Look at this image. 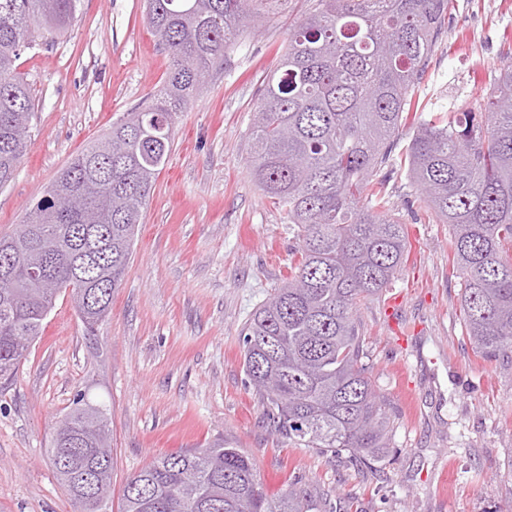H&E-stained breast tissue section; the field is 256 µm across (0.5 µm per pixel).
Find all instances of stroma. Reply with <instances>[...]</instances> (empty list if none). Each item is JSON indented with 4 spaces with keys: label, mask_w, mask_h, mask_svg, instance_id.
Listing matches in <instances>:
<instances>
[{
    "label": "stroma",
    "mask_w": 512,
    "mask_h": 512,
    "mask_svg": "<svg viewBox=\"0 0 512 512\" xmlns=\"http://www.w3.org/2000/svg\"><path fill=\"white\" fill-rule=\"evenodd\" d=\"M312 4L289 0L256 25L176 116L169 160L95 335L60 295L27 360L0 380V512H74L48 448L57 421L84 397L105 406L112 429L108 512H119L127 477L154 457L223 441L252 458L268 497L302 489L313 512H512V356L475 352L448 227L432 221L406 174L386 186L407 264L358 312L372 384L395 417L382 461L369 469L294 445L249 383L243 328L299 249L251 177L249 127L289 31ZM439 43L421 97L435 111L476 106L491 87L486 61L512 55V0H451ZM17 65L34 109L28 152L0 189V237L169 71L145 0H81L68 32L21 49Z\"/></svg>",
    "instance_id": "1"
}]
</instances>
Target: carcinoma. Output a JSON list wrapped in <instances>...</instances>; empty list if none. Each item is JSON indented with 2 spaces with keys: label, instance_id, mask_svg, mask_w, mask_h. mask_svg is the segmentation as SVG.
<instances>
[{
  "label": "carcinoma",
  "instance_id": "1",
  "mask_svg": "<svg viewBox=\"0 0 512 512\" xmlns=\"http://www.w3.org/2000/svg\"><path fill=\"white\" fill-rule=\"evenodd\" d=\"M288 0H147L170 56L157 97L112 124L45 189L18 231L0 238V377L26 360L61 292L92 335L124 278L175 116L214 64ZM80 0H0V188L28 143L32 98L16 71L20 48L74 21ZM449 0H315L294 25L281 73L264 83L250 129L252 176L301 242L288 281L244 327V366L276 431L294 444L368 466L394 430L362 362L358 308L407 262L404 225L389 212L387 176L405 169L448 225L461 308L476 351L512 353V62H488L491 91L477 108L422 112L402 153L405 113L435 52ZM45 259L55 288L29 284ZM51 457L78 512L112 496L106 409L85 401L58 421ZM290 489L268 499L252 459L229 443L159 456L132 474L121 512H310Z\"/></svg>",
  "mask_w": 512,
  "mask_h": 512
}]
</instances>
